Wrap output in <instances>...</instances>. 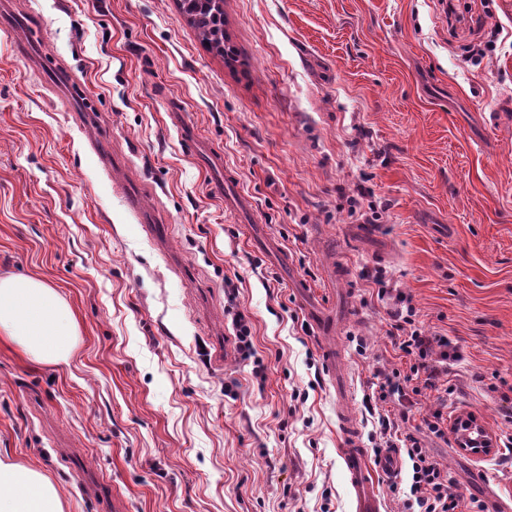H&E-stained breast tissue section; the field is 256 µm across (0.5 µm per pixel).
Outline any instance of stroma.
Wrapping results in <instances>:
<instances>
[{
  "instance_id": "1",
  "label": "stroma",
  "mask_w": 512,
  "mask_h": 512,
  "mask_svg": "<svg viewBox=\"0 0 512 512\" xmlns=\"http://www.w3.org/2000/svg\"><path fill=\"white\" fill-rule=\"evenodd\" d=\"M4 8L40 37L0 28V276L57 288L78 339L59 365L0 343L1 457L65 512H354L329 347L360 445L389 417L455 493L512 508V0H459L496 41L477 63L442 0H226L230 62L179 0ZM173 106L221 164L190 154ZM227 177L251 208L225 207ZM360 191L374 223L349 214ZM377 268L460 354L453 394L422 391L406 419L367 401L409 371ZM238 311L249 359L227 340ZM437 411L474 417L492 452L435 438ZM375 477L382 512H414L406 468Z\"/></svg>"
}]
</instances>
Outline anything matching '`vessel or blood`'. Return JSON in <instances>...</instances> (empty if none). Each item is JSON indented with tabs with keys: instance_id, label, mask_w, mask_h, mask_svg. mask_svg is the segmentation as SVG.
Returning a JSON list of instances; mask_svg holds the SVG:
<instances>
[{
	"instance_id": "b4317fda",
	"label": "vessel or blood",
	"mask_w": 512,
	"mask_h": 512,
	"mask_svg": "<svg viewBox=\"0 0 512 512\" xmlns=\"http://www.w3.org/2000/svg\"><path fill=\"white\" fill-rule=\"evenodd\" d=\"M340 416L343 434L341 456L349 476L356 512H381V500L370 475L368 453L356 443L355 420L351 408L342 407Z\"/></svg>"
}]
</instances>
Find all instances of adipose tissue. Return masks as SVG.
I'll return each instance as SVG.
<instances>
[{"instance_id": "obj_1", "label": "adipose tissue", "mask_w": 512, "mask_h": 512, "mask_svg": "<svg viewBox=\"0 0 512 512\" xmlns=\"http://www.w3.org/2000/svg\"><path fill=\"white\" fill-rule=\"evenodd\" d=\"M0 335L40 364L67 362L78 328L66 301L32 277L0 278ZM0 512H64L61 490L41 471L0 457Z\"/></svg>"}]
</instances>
